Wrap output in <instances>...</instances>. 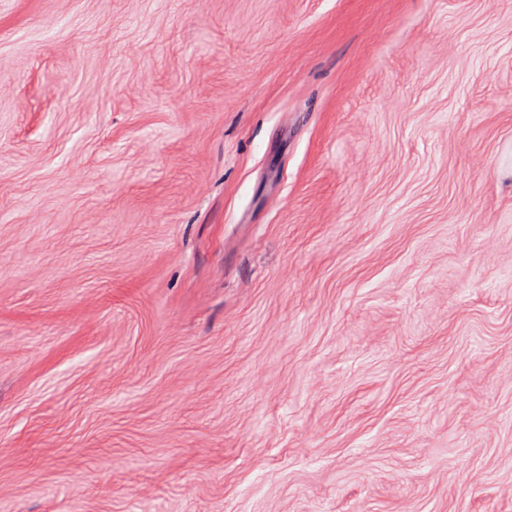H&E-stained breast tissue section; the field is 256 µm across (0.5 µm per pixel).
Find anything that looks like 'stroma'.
<instances>
[{
	"label": "stroma",
	"mask_w": 512,
	"mask_h": 512,
	"mask_svg": "<svg viewBox=\"0 0 512 512\" xmlns=\"http://www.w3.org/2000/svg\"><path fill=\"white\" fill-rule=\"evenodd\" d=\"M0 512H512V0H0Z\"/></svg>",
	"instance_id": "35a3bbf8"
}]
</instances>
